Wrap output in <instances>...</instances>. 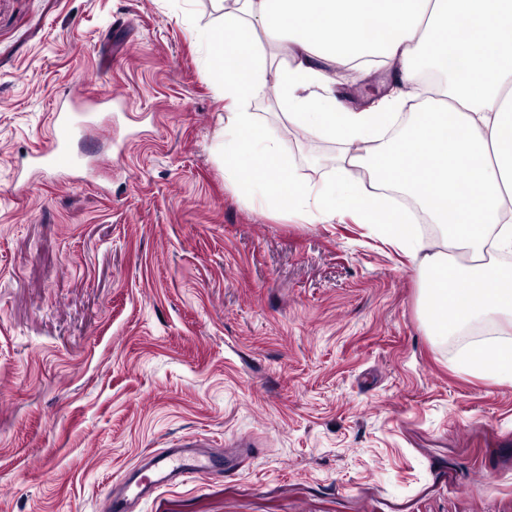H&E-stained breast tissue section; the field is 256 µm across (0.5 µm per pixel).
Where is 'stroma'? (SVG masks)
I'll use <instances>...</instances> for the list:
<instances>
[{"label": "stroma", "mask_w": 512, "mask_h": 512, "mask_svg": "<svg viewBox=\"0 0 512 512\" xmlns=\"http://www.w3.org/2000/svg\"><path fill=\"white\" fill-rule=\"evenodd\" d=\"M219 0H0V512H103L149 451L223 472L134 512H512V386L429 336L408 259L343 216L243 197L205 38ZM359 70L351 108L383 92ZM132 118L78 144L95 182L9 191L62 92ZM282 135L295 180L342 142Z\"/></svg>", "instance_id": "35a3bbf8"}]
</instances>
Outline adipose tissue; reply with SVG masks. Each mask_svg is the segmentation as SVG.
Returning <instances> with one entry per match:
<instances>
[{
  "label": "adipose tissue",
  "mask_w": 512,
  "mask_h": 512,
  "mask_svg": "<svg viewBox=\"0 0 512 512\" xmlns=\"http://www.w3.org/2000/svg\"><path fill=\"white\" fill-rule=\"evenodd\" d=\"M208 38L224 74V169L237 193L374 225L415 263L432 334L467 336L456 364L512 386V0H235ZM378 62L396 65L391 92L347 107L332 72ZM427 71L441 82L395 131L402 87ZM271 79L289 126L348 142L335 179L288 181L287 143L244 108ZM392 188L415 201L434 237L390 207ZM478 323L484 336L470 339Z\"/></svg>",
  "instance_id": "ef3b65f1"
}]
</instances>
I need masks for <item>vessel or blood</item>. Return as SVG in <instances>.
<instances>
[{
  "instance_id": "b4317fda",
  "label": "vessel or blood",
  "mask_w": 512,
  "mask_h": 512,
  "mask_svg": "<svg viewBox=\"0 0 512 512\" xmlns=\"http://www.w3.org/2000/svg\"><path fill=\"white\" fill-rule=\"evenodd\" d=\"M111 107L112 100L108 97L60 99L53 114V134L48 145L35 155L28 167L16 169L10 184L11 193L16 196L29 194L38 177L46 180L75 175L84 181L95 178L97 165H80L71 152V143L79 133L92 127L97 112ZM194 446V441L185 440L174 447L145 455L137 477L121 481L119 494H106L108 506L123 510L128 503L142 500L177 478L211 474L221 469V455L200 456L195 453Z\"/></svg>"
}]
</instances>
